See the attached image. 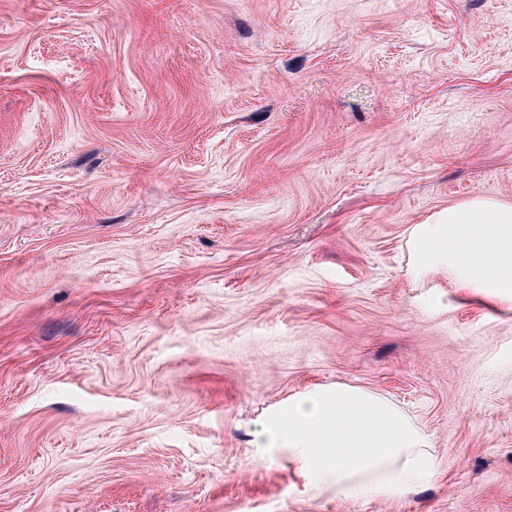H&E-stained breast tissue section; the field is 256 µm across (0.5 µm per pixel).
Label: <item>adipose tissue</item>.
I'll list each match as a JSON object with an SVG mask.
<instances>
[{
	"mask_svg": "<svg viewBox=\"0 0 512 512\" xmlns=\"http://www.w3.org/2000/svg\"><path fill=\"white\" fill-rule=\"evenodd\" d=\"M415 275L512 303V203L481 196L412 225ZM259 455L284 448L311 491L341 501L406 497L441 473L427 432L382 395L339 384L296 394L264 420Z\"/></svg>",
	"mask_w": 512,
	"mask_h": 512,
	"instance_id": "adipose-tissue-1",
	"label": "adipose tissue"
}]
</instances>
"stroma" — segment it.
I'll use <instances>...</instances> for the list:
<instances>
[{"instance_id": "obj_1", "label": "stroma", "mask_w": 512, "mask_h": 512, "mask_svg": "<svg viewBox=\"0 0 512 512\" xmlns=\"http://www.w3.org/2000/svg\"><path fill=\"white\" fill-rule=\"evenodd\" d=\"M475 195L512 202V0H0V512H512V304L406 245ZM337 383L441 477L258 457Z\"/></svg>"}]
</instances>
